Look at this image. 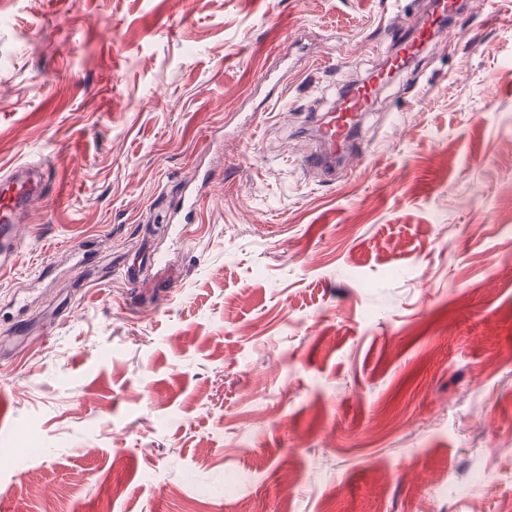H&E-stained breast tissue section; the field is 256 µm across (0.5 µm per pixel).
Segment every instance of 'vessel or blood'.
<instances>
[{
	"mask_svg": "<svg viewBox=\"0 0 512 512\" xmlns=\"http://www.w3.org/2000/svg\"><path fill=\"white\" fill-rule=\"evenodd\" d=\"M458 0H436L437 12L424 16L415 34L401 36L398 52L390 57L392 65H400L403 57L411 56L419 42L443 39L447 29L442 17L455 14ZM373 84L363 82L351 87L340 97L337 106L321 114H311L314 135L321 147L303 152L300 167L312 173L335 176L337 165L352 166L359 153L354 143L359 135L361 120L374 95ZM42 173L29 164L19 163L0 175V252H13L20 242L22 221L41 190Z\"/></svg>",
	"mask_w": 512,
	"mask_h": 512,
	"instance_id": "1",
	"label": "vessel or blood"
}]
</instances>
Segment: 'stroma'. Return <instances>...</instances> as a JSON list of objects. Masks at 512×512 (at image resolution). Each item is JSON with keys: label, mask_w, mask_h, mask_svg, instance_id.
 Instances as JSON below:
<instances>
[{"label": "stroma", "mask_w": 512, "mask_h": 512, "mask_svg": "<svg viewBox=\"0 0 512 512\" xmlns=\"http://www.w3.org/2000/svg\"><path fill=\"white\" fill-rule=\"evenodd\" d=\"M467 3L326 182L309 112L422 0H0V168L48 180L0 272V512L512 505V0Z\"/></svg>", "instance_id": "obj_1"}]
</instances>
